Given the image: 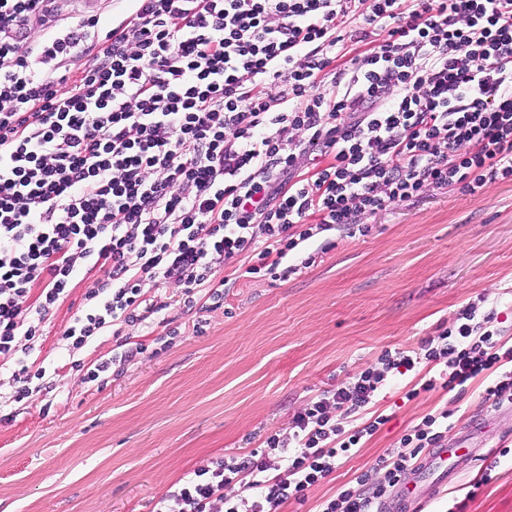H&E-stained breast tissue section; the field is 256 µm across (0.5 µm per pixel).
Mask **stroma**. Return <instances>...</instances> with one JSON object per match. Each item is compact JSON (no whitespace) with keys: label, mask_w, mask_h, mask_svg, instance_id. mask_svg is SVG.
<instances>
[{"label":"stroma","mask_w":512,"mask_h":512,"mask_svg":"<svg viewBox=\"0 0 512 512\" xmlns=\"http://www.w3.org/2000/svg\"><path fill=\"white\" fill-rule=\"evenodd\" d=\"M365 223L367 235L331 231L297 248L293 263L313 249L318 257L287 279L229 278L223 307L207 313L199 333L180 290L159 289L170 304L164 316L179 330L173 345L148 344L99 389L67 363L111 354L112 335L72 356L56 343L95 280L87 275L47 322L37 351L51 390L21 402L0 398V512H152L201 461L256 447L268 431L287 432L307 399L383 351L416 347L469 303L507 312L502 329L512 337V181L481 195L430 190ZM403 385L396 379L379 396L390 421L305 503L283 512H313L362 472L380 481L379 465L398 453L404 430L442 406L449 447L512 444V402L485 399L480 384L411 401ZM485 469L463 462L421 512H512V453L483 483Z\"/></svg>","instance_id":"obj_1"}]
</instances>
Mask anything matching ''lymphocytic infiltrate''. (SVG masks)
I'll use <instances>...</instances> for the list:
<instances>
[{"instance_id": "f902f5d3", "label": "lymphocytic infiltrate", "mask_w": 512, "mask_h": 512, "mask_svg": "<svg viewBox=\"0 0 512 512\" xmlns=\"http://www.w3.org/2000/svg\"><path fill=\"white\" fill-rule=\"evenodd\" d=\"M108 25L54 23L55 0H0V374L15 401L41 391L32 354L80 275L101 270L57 338L104 333L106 374L143 353L136 328L180 288L199 313L224 304L218 265L288 278V256L321 232L424 191L483 193L512 181V0H136ZM43 28L32 40L34 28ZM350 57L340 61L339 45ZM80 57L84 66L71 72ZM333 96L318 93L324 79ZM406 399L482 381L512 393V341L472 304L416 348L309 398L287 433L207 459L153 512H280L385 425L379 393ZM448 410L422 416L402 450L316 512H375Z\"/></svg>"}]
</instances>
